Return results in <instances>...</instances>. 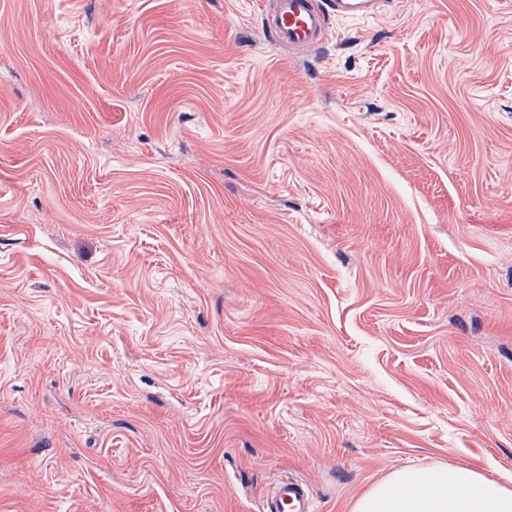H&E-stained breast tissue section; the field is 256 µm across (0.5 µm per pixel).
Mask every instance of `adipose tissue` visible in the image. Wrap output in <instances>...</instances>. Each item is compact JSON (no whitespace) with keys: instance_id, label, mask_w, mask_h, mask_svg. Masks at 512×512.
Returning <instances> with one entry per match:
<instances>
[{"instance_id":"1","label":"adipose tissue","mask_w":512,"mask_h":512,"mask_svg":"<svg viewBox=\"0 0 512 512\" xmlns=\"http://www.w3.org/2000/svg\"><path fill=\"white\" fill-rule=\"evenodd\" d=\"M351 512H512V485L451 462L392 470Z\"/></svg>"}]
</instances>
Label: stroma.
<instances>
[{
	"mask_svg": "<svg viewBox=\"0 0 512 512\" xmlns=\"http://www.w3.org/2000/svg\"><path fill=\"white\" fill-rule=\"evenodd\" d=\"M0 0V512H350L512 480V0ZM377 0H266L265 28L280 47L318 48L327 37L331 13L371 16ZM452 462L392 470L351 512H512V486ZM309 485L298 479L282 481L274 490L266 512H315Z\"/></svg>",
	"mask_w": 512,
	"mask_h": 512,
	"instance_id": "35a3bbf8",
	"label": "stroma"
}]
</instances>
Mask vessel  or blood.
<instances>
[{"label": "vessel or blood", "instance_id": "vessel-or-blood-1", "mask_svg": "<svg viewBox=\"0 0 512 512\" xmlns=\"http://www.w3.org/2000/svg\"><path fill=\"white\" fill-rule=\"evenodd\" d=\"M377 0H264L265 28L281 47H319L327 37L330 14L373 15ZM266 512H315L309 485L298 479L280 482Z\"/></svg>", "mask_w": 512, "mask_h": 512}]
</instances>
